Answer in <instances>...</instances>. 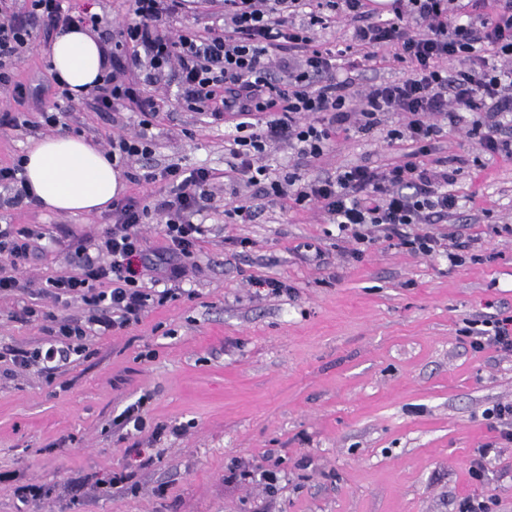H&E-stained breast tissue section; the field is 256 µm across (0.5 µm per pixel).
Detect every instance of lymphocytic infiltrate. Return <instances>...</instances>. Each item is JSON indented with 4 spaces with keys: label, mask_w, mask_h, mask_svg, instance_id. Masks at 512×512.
<instances>
[{
    "label": "lymphocytic infiltrate",
    "mask_w": 512,
    "mask_h": 512,
    "mask_svg": "<svg viewBox=\"0 0 512 512\" xmlns=\"http://www.w3.org/2000/svg\"><path fill=\"white\" fill-rule=\"evenodd\" d=\"M371 0H131L130 17L112 26L105 15L75 12L64 0H0V91L28 99L30 87L15 81L12 65L31 45L33 32L50 42L71 28H91L107 45L109 70L90 96L100 110L122 105L139 112L140 131L110 140L108 154L117 168L150 156V129L160 110L151 93L167 77L177 81L176 97L187 109L234 124L227 173L229 188L258 187L268 204L281 208L316 205L328 223L354 242L352 255L383 238L411 253L444 254L449 266L463 264L470 243L442 238L432 224L447 218L457 201L449 193L448 170L405 161L379 170L356 166L333 176L305 180L294 173L270 178L262 159L270 145L294 147L298 156L323 157L338 133L351 125L370 130L385 112L406 121L388 131L392 140L427 144L443 127H456L462 113H473L467 130L490 154L512 157V136L502 135L501 116L512 113V0H392L390 19L371 9ZM196 4L214 19L211 27L168 29L170 19ZM352 28L351 40L337 51L316 43V28L336 20ZM492 46L496 61L481 54ZM367 48L393 49L409 73L400 82L355 90L341 63ZM327 122H317L318 114ZM171 186L165 196L143 201L127 197L112 204V222L94 238L69 243L70 273L46 278L40 295L55 304L81 301L82 318L68 315L47 326V340L34 351L15 350L13 366L50 372L81 355L89 333L104 335L140 321L149 304L175 297L172 282L185 276L203 233L196 218L214 201L207 169L190 173L174 165L147 172ZM165 220L166 247L151 258L141 227L154 216ZM427 225L424 233L412 232ZM42 231L0 224V294L25 291L31 281L19 272L42 252ZM163 269L168 286L145 287L146 272ZM459 333L473 350L512 352V316L469 320Z\"/></svg>",
    "instance_id": "1"
}]
</instances>
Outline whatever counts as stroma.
<instances>
[{
  "label": "stroma",
  "instance_id": "1",
  "mask_svg": "<svg viewBox=\"0 0 512 512\" xmlns=\"http://www.w3.org/2000/svg\"><path fill=\"white\" fill-rule=\"evenodd\" d=\"M148 163L133 162L124 194H166L148 168H208L213 209L195 269L176 300L140 323L92 336L54 375L12 374L0 359V512H457L465 497H493L512 512V445L478 481L476 448L493 442L483 413L512 402V355L474 351L459 330L486 314L512 315V158L483 152L465 131L434 141L425 166L453 171L458 205L437 233L471 240L460 267L377 240L361 259L316 206L265 207L251 223L225 218L224 124L180 107L165 88ZM138 113L76 103L69 126L106 146L138 130ZM401 116L340 135L320 160L273 148L271 175L398 163L410 143L389 142ZM111 211L65 216L41 206L0 209V223L39 227L71 240L96 235ZM58 246L22 270L25 292L0 296V356L45 340L24 306L54 312L38 282L63 271ZM287 283L276 295L258 280ZM142 402L146 427L124 437L117 417ZM263 464L268 489L247 477ZM131 475L115 492L113 472ZM49 489L21 504L16 487Z\"/></svg>",
  "mask_w": 512,
  "mask_h": 512
}]
</instances>
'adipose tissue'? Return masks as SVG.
<instances>
[{"label": "adipose tissue", "instance_id": "1", "mask_svg": "<svg viewBox=\"0 0 512 512\" xmlns=\"http://www.w3.org/2000/svg\"><path fill=\"white\" fill-rule=\"evenodd\" d=\"M51 65L74 98L86 95L105 72V47L91 30L58 35ZM23 174L50 211L64 215L101 212L124 189L104 151L82 137L61 134L31 140L22 156Z\"/></svg>", "mask_w": 512, "mask_h": 512}]
</instances>
